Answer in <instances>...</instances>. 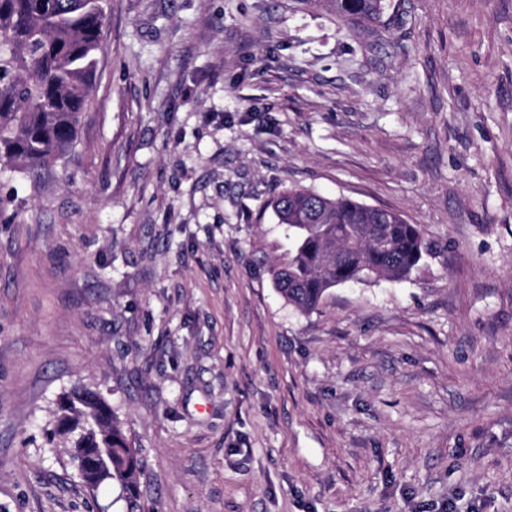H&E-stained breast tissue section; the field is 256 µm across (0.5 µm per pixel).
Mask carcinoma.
Instances as JSON below:
<instances>
[{"label":"carcinoma","instance_id":"obj_1","mask_svg":"<svg viewBox=\"0 0 512 512\" xmlns=\"http://www.w3.org/2000/svg\"><path fill=\"white\" fill-rule=\"evenodd\" d=\"M336 12L374 20L384 0H329ZM108 0H0V162L37 176L74 147L93 76ZM293 250L272 268L275 287L296 311L316 310L329 289L380 278L400 280L425 243L417 224L348 197L290 188L271 201ZM51 438L86 471L85 486L117 485L126 512H144L141 462L111 406L76 387L52 410ZM107 465L86 469L92 454Z\"/></svg>","mask_w":512,"mask_h":512}]
</instances>
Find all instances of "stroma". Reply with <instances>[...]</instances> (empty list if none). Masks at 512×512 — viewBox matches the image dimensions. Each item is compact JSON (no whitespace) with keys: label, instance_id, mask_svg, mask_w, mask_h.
I'll return each instance as SVG.
<instances>
[{"label":"stroma","instance_id":"1","mask_svg":"<svg viewBox=\"0 0 512 512\" xmlns=\"http://www.w3.org/2000/svg\"><path fill=\"white\" fill-rule=\"evenodd\" d=\"M291 187L428 252L300 314ZM0 197V512H124L47 432L77 384L146 512H512V0H112L76 149ZM385 0H327L337 13L355 16L360 19L374 20L385 9Z\"/></svg>","mask_w":512,"mask_h":512}]
</instances>
